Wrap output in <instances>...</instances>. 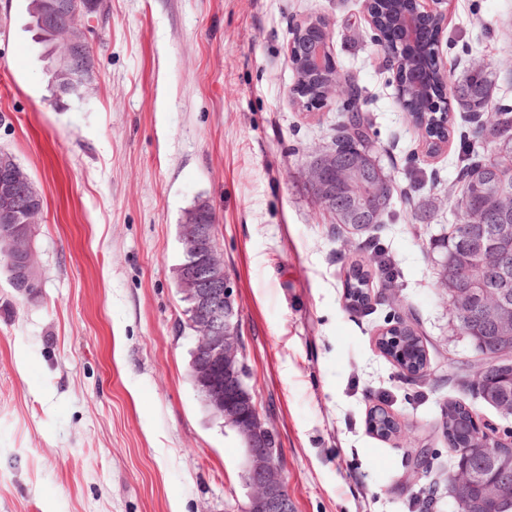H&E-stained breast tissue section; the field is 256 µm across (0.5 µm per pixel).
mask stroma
Instances as JSON below:
<instances>
[{
	"mask_svg": "<svg viewBox=\"0 0 512 512\" xmlns=\"http://www.w3.org/2000/svg\"><path fill=\"white\" fill-rule=\"evenodd\" d=\"M29 0H0V150L44 201L34 228L42 288L0 270V512H239L251 494L240 438L208 412L188 370L195 345L176 284L180 226L195 201L216 215L250 386L283 452L295 512H460L448 496V401L481 429L512 432L454 373L475 358L449 326L437 241L455 221L448 186L474 125L451 104L435 156L397 98L365 0H104L89 20L94 87L55 103ZM436 44L452 78L494 79L512 107V0H443ZM322 16L351 75L381 164L396 178L383 223L354 235L303 178L332 146L339 92L309 110L292 89L296 24ZM426 210L415 223L412 206ZM381 247L371 299H345L352 261ZM417 332L425 378L378 345ZM382 408L400 427L382 438ZM427 449L428 464L413 458Z\"/></svg>",
	"mask_w": 512,
	"mask_h": 512,
	"instance_id": "35a3bbf8",
	"label": "stroma"
}]
</instances>
